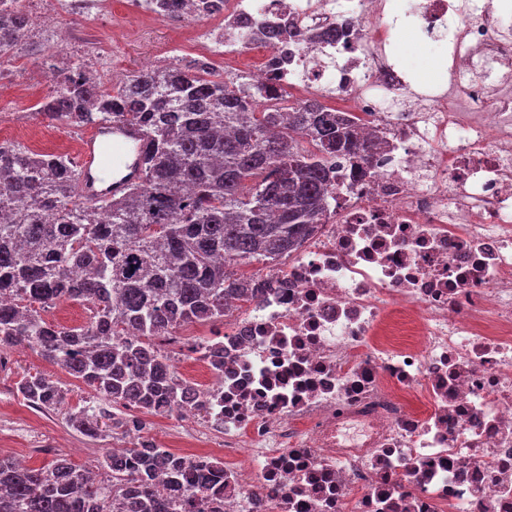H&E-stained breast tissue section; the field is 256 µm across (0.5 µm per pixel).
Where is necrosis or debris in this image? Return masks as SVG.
<instances>
[{
    "mask_svg": "<svg viewBox=\"0 0 512 512\" xmlns=\"http://www.w3.org/2000/svg\"><path fill=\"white\" fill-rule=\"evenodd\" d=\"M388 0H225L221 55L257 27L301 41L249 73L344 102L385 149L338 162L328 223L224 311V367L197 354L177 449L220 463L211 512H512V38L470 0H407L450 29L448 82L392 60Z\"/></svg>",
    "mask_w": 512,
    "mask_h": 512,
    "instance_id": "1",
    "label": "necrosis or debris"
}]
</instances>
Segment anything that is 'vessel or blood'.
<instances>
[{"label":"vessel or blood","mask_w":512,"mask_h":512,"mask_svg":"<svg viewBox=\"0 0 512 512\" xmlns=\"http://www.w3.org/2000/svg\"><path fill=\"white\" fill-rule=\"evenodd\" d=\"M143 140L139 127L120 123L84 136L78 156L80 195L96 201L123 194L141 174L139 162L130 160L128 149Z\"/></svg>","instance_id":"1"}]
</instances>
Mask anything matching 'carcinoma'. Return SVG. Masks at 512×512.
Listing matches in <instances>:
<instances>
[{
    "label": "carcinoma",
    "instance_id": "carcinoma-1",
    "mask_svg": "<svg viewBox=\"0 0 512 512\" xmlns=\"http://www.w3.org/2000/svg\"><path fill=\"white\" fill-rule=\"evenodd\" d=\"M159 8L199 20L223 12L224 0ZM28 33L22 0H0V58ZM299 37L276 25L263 41L276 49ZM61 73L37 113L75 129L140 127L144 168L122 196L84 202L67 157L0 144V294L9 297L0 303V353L24 343L91 388L98 401L68 420L94 438L129 426L114 405L162 415L197 402L151 339L223 320L224 304L250 288L230 266L272 265L295 251L331 213L336 160L367 163L378 143L317 99L264 111V99L286 91L226 78L206 59L133 73L109 90L72 59ZM76 269L84 276L73 277ZM70 300L90 307L88 324L43 317ZM17 390L37 410L64 403L60 382L43 375ZM100 467L111 483L66 454L42 468L0 455V512H174L183 497L210 512L206 490L224 479L217 466H190L143 441ZM162 476L173 488L166 499L155 492Z\"/></svg>",
    "mask_w": 512,
    "mask_h": 512
}]
</instances>
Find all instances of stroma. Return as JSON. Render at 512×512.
<instances>
[{
  "instance_id": "stroma-1",
  "label": "stroma",
  "mask_w": 512,
  "mask_h": 512,
  "mask_svg": "<svg viewBox=\"0 0 512 512\" xmlns=\"http://www.w3.org/2000/svg\"><path fill=\"white\" fill-rule=\"evenodd\" d=\"M23 7L28 12L45 9L60 13L66 36L61 43L41 46L25 40L0 60V140L61 155L69 154L71 146L79 143L80 131L36 114L34 99L18 93L19 86L42 70L47 56L64 52L103 58V66L96 69L99 80L104 86H114L136 71L188 56L194 49L192 35L201 34L204 28L200 20L176 28L143 22L129 11L126 0H112L108 17L63 13L58 0H25ZM399 42L404 49L394 60L401 68L413 70L414 84L435 85L443 79L444 33H437L424 46L418 32L404 22L399 26ZM35 374L62 383L65 411L36 410L17 394V384ZM91 395L84 384L32 349L14 348L0 362V453L26 459L32 468L49 465L56 455L66 454L77 464L97 470L102 456L111 452L114 439L87 437L71 427L65 415L67 409L84 406Z\"/></svg>"
}]
</instances>
